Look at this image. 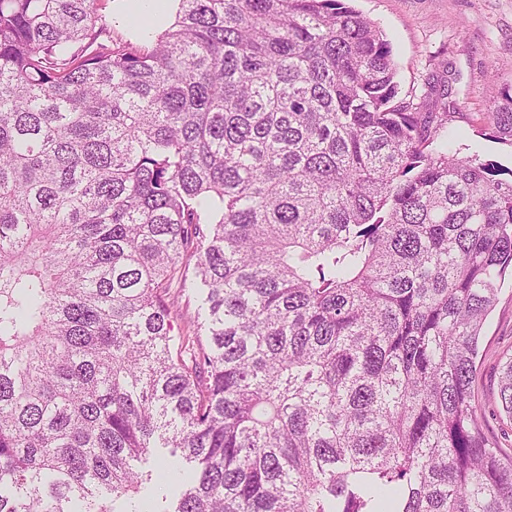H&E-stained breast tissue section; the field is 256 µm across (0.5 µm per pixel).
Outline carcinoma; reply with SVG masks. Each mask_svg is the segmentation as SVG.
Returning <instances> with one entry per match:
<instances>
[{
  "mask_svg": "<svg viewBox=\"0 0 512 512\" xmlns=\"http://www.w3.org/2000/svg\"><path fill=\"white\" fill-rule=\"evenodd\" d=\"M103 2L0 0V512H512V179L351 0ZM106 9L103 11L107 28L101 35L98 42L108 44L110 37L112 41L132 43L137 47L149 46L159 34H161L173 21L177 3L172 0L165 2L168 6V15L161 22L153 23L152 28H144L134 23L129 14L132 12L134 3L127 0H110L106 2ZM498 300L482 331L475 398L482 404L484 433L499 448L512 453V426L493 415L504 353H512V279L506 276L500 285ZM195 310L196 303L193 297H190V299L185 296L179 298L173 318V334L176 338L192 330Z\"/></svg>",
  "mask_w": 512,
  "mask_h": 512,
  "instance_id": "1",
  "label": "carcinoma"
}]
</instances>
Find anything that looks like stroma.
I'll use <instances>...</instances> for the list:
<instances>
[{
  "label": "stroma",
  "instance_id": "obj_1",
  "mask_svg": "<svg viewBox=\"0 0 512 512\" xmlns=\"http://www.w3.org/2000/svg\"><path fill=\"white\" fill-rule=\"evenodd\" d=\"M355 6L384 30L393 50L401 93L421 100L429 85H447L448 126L462 155H479L512 170V141L493 137L492 113L512 88V0H356ZM131 0H108L101 42L150 44L166 22L134 23ZM512 353V279L482 331L475 398L484 412L483 431L512 453V423L493 409L502 356Z\"/></svg>",
  "mask_w": 512,
  "mask_h": 512
}]
</instances>
